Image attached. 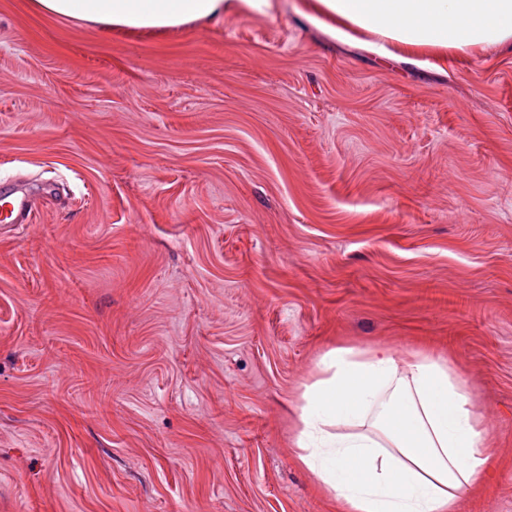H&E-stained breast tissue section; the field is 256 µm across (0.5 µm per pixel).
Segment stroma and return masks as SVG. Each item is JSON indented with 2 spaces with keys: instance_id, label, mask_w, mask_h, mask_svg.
<instances>
[{
  "instance_id": "1",
  "label": "stroma",
  "mask_w": 512,
  "mask_h": 512,
  "mask_svg": "<svg viewBox=\"0 0 512 512\" xmlns=\"http://www.w3.org/2000/svg\"><path fill=\"white\" fill-rule=\"evenodd\" d=\"M0 512H340L292 445L335 345L452 356L512 512V52L289 6L115 34L0 0ZM13 193L5 192L0 196L1 227H14L17 224H29L35 204L24 197H12Z\"/></svg>"
}]
</instances>
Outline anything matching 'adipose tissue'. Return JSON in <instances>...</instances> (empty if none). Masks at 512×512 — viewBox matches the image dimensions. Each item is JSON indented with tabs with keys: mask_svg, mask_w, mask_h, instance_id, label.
Returning <instances> with one entry per match:
<instances>
[{
	"mask_svg": "<svg viewBox=\"0 0 512 512\" xmlns=\"http://www.w3.org/2000/svg\"><path fill=\"white\" fill-rule=\"evenodd\" d=\"M46 15L109 31H168L272 0H34ZM332 34L359 31L460 59L512 48V0H300ZM293 445L343 512H458L487 474L488 431L452 358L384 345L326 350L297 399Z\"/></svg>",
	"mask_w": 512,
	"mask_h": 512,
	"instance_id": "ef3b65f1",
	"label": "adipose tissue"
}]
</instances>
